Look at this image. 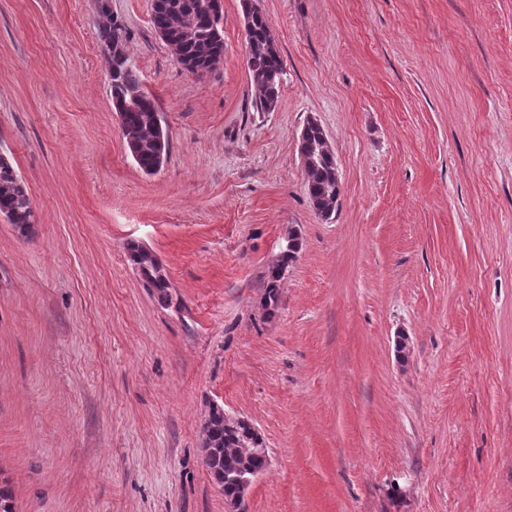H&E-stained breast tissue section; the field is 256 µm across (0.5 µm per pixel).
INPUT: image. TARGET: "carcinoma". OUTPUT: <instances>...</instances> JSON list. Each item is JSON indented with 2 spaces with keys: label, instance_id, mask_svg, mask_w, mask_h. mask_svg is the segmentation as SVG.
<instances>
[{
  "label": "carcinoma",
  "instance_id": "cac0c4a2",
  "mask_svg": "<svg viewBox=\"0 0 512 512\" xmlns=\"http://www.w3.org/2000/svg\"><path fill=\"white\" fill-rule=\"evenodd\" d=\"M202 0H152L154 30L165 32L164 42L190 73L203 76L213 72L224 56L223 18H214L199 8ZM247 41V64L256 88L254 109L272 112L279 103L285 67L280 50L270 35L269 21L255 0H241ZM100 13L107 17L99 28V37L109 54L110 86L113 105L123 106L122 132L130 154L139 168L150 170L159 150V132L153 121L158 107L142 89L135 64L125 51L129 31L110 17L106 0H101ZM306 141L320 159L304 164L305 185L310 203L316 213H335L336 186L333 171L335 155L328 152L320 130L310 127ZM0 213L9 223L23 232L30 228L32 204L27 187L12 163L0 162ZM297 239L288 238L269 265L264 278L262 307L271 315L280 302L282 270L298 252ZM130 261L137 266L146 283L163 300L168 299L169 282L155 257L136 241L127 243ZM203 447L211 449L204 465L221 483L224 499L232 500L241 494L233 472L263 471L267 464L261 457L249 453L251 435L244 424L224 419V408L210 407L203 425Z\"/></svg>",
  "mask_w": 512,
  "mask_h": 512
}]
</instances>
